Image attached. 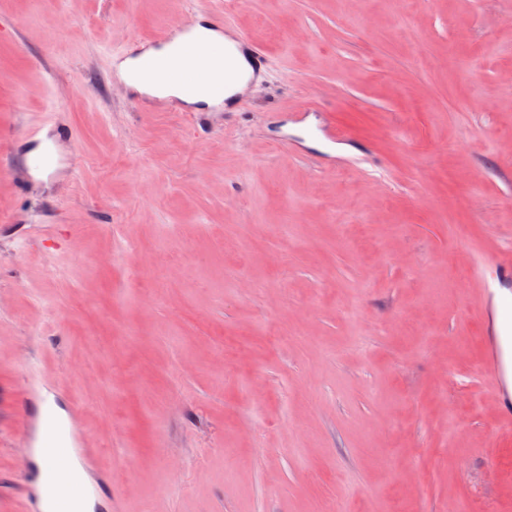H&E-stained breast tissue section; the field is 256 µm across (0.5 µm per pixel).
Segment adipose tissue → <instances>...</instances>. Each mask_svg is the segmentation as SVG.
Returning a JSON list of instances; mask_svg holds the SVG:
<instances>
[{
  "instance_id": "obj_1",
  "label": "adipose tissue",
  "mask_w": 512,
  "mask_h": 512,
  "mask_svg": "<svg viewBox=\"0 0 512 512\" xmlns=\"http://www.w3.org/2000/svg\"><path fill=\"white\" fill-rule=\"evenodd\" d=\"M153 66L157 80L156 93L181 95L182 82L192 80L200 71L210 70L219 75L247 73L251 70L249 58L237 54L231 62L224 63L211 58L187 57L177 65L165 62L160 51H150L128 58L122 65V73L128 86L145 91L138 74L145 66ZM73 452L65 433L54 431L44 438L37 450L40 464V485L43 491L44 512H90L92 500L85 491V476L73 460Z\"/></svg>"
}]
</instances>
